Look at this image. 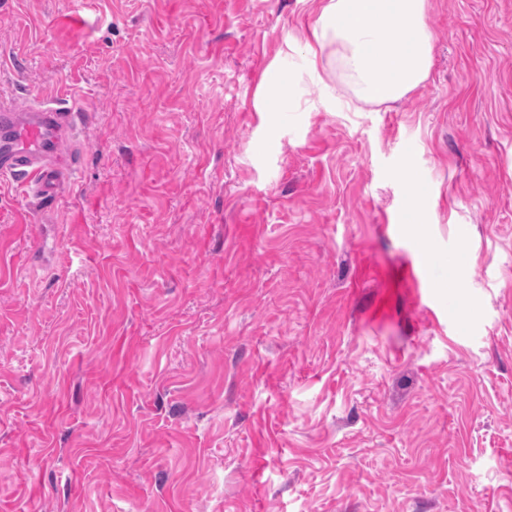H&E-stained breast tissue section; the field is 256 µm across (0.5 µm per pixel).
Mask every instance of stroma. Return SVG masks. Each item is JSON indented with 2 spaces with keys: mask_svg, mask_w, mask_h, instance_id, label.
Returning <instances> with one entry per match:
<instances>
[{
  "mask_svg": "<svg viewBox=\"0 0 512 512\" xmlns=\"http://www.w3.org/2000/svg\"><path fill=\"white\" fill-rule=\"evenodd\" d=\"M311 10L0 0V97L84 112L62 197L0 175V512H512V0L359 111ZM288 77L276 65H271L265 72L258 94L265 102L260 107L262 125L275 121L277 112L296 111V102L289 93Z\"/></svg>",
  "mask_w": 512,
  "mask_h": 512,
  "instance_id": "1",
  "label": "stroma"
}]
</instances>
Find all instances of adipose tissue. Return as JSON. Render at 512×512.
<instances>
[{
	"mask_svg": "<svg viewBox=\"0 0 512 512\" xmlns=\"http://www.w3.org/2000/svg\"><path fill=\"white\" fill-rule=\"evenodd\" d=\"M305 46L308 67L339 81L353 102H397L431 73L426 0H315ZM258 94L262 124L296 109L288 79L277 66L266 70Z\"/></svg>",
	"mask_w": 512,
	"mask_h": 512,
	"instance_id": "obj_1",
	"label": "adipose tissue"
}]
</instances>
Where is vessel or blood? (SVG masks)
<instances>
[{
    "mask_svg": "<svg viewBox=\"0 0 512 512\" xmlns=\"http://www.w3.org/2000/svg\"><path fill=\"white\" fill-rule=\"evenodd\" d=\"M78 115L64 101L0 100V173L22 178L27 193L55 198L75 172Z\"/></svg>",
    "mask_w": 512,
    "mask_h": 512,
    "instance_id": "obj_1",
    "label": "vessel or blood"
}]
</instances>
